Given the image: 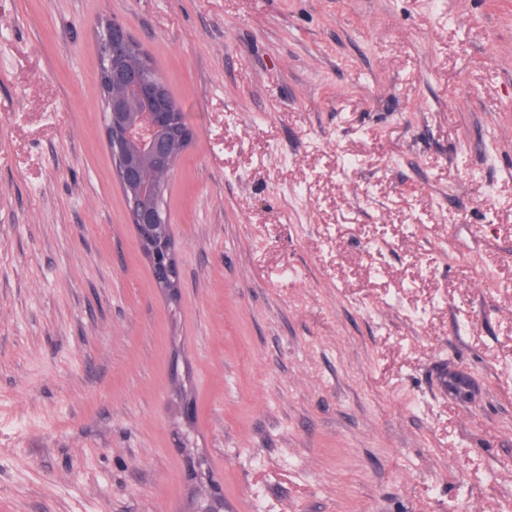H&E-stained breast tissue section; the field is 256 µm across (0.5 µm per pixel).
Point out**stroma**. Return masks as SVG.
I'll return each instance as SVG.
<instances>
[{"mask_svg": "<svg viewBox=\"0 0 512 512\" xmlns=\"http://www.w3.org/2000/svg\"><path fill=\"white\" fill-rule=\"evenodd\" d=\"M108 19L193 130L175 297ZM191 456L228 512H512V0H0V512H196ZM106 32L98 84L105 104L106 141L118 169L138 248L154 270V286L174 295L180 272L169 218L159 197L178 155L192 139V130L185 113L178 106L176 112L153 72L142 63L133 65L136 46L128 30L107 21ZM136 96L151 99L153 111L143 112L145 106L135 104L138 112H127L129 100Z\"/></svg>", "mask_w": 512, "mask_h": 512, "instance_id": "stroma-1", "label": "stroma"}]
</instances>
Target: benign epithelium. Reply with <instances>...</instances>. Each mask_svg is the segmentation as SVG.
Listing matches in <instances>:
<instances>
[{
  "label": "benign epithelium",
  "instance_id": "benign-epithelium-1",
  "mask_svg": "<svg viewBox=\"0 0 512 512\" xmlns=\"http://www.w3.org/2000/svg\"><path fill=\"white\" fill-rule=\"evenodd\" d=\"M98 84L105 104V136L118 169V181L139 250L154 270L153 283L171 295L179 289L169 218L159 203L162 187L192 139L183 112L175 110L165 89L144 64L133 63L135 43L128 30L108 21ZM153 101L151 112L128 111L133 97Z\"/></svg>",
  "mask_w": 512,
  "mask_h": 512
}]
</instances>
